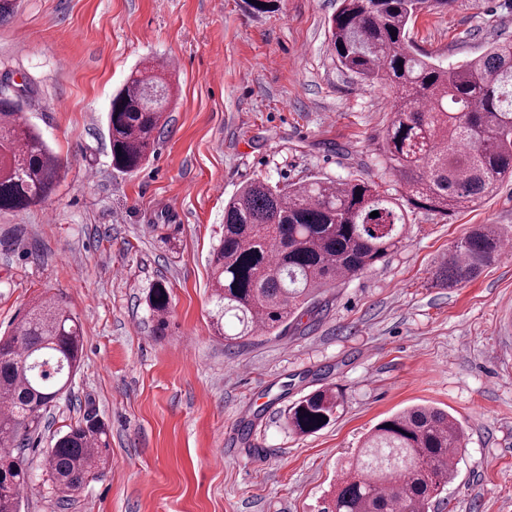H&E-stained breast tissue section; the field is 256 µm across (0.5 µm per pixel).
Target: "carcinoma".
I'll return each instance as SVG.
<instances>
[{
	"label": "carcinoma",
	"mask_w": 512,
	"mask_h": 512,
	"mask_svg": "<svg viewBox=\"0 0 512 512\" xmlns=\"http://www.w3.org/2000/svg\"><path fill=\"white\" fill-rule=\"evenodd\" d=\"M451 0H340L329 19L340 66L392 90L382 143L389 170L405 188L395 196L362 178L272 185L254 179L224 208V236L213 249L211 325L224 346L279 335L318 296L382 261L402 243L408 211L442 216L495 194L512 179V40L444 66L415 48L410 25ZM163 68L146 65L113 97L107 113L112 167L138 170L152 152L170 99ZM57 156L0 85V211L25 209L53 190ZM376 211L379 216L370 217ZM498 227L481 224L452 246L433 273L446 288L475 280L501 253ZM147 304L166 325L169 294L150 288ZM83 352L81 326L59 298L27 311L0 336V512H20L30 472L15 443L40 433L44 414L66 394ZM344 393L322 387L285 412L288 428L315 433L343 408ZM327 420H322V417ZM109 447L93 416L53 435L39 468L63 501L99 476ZM465 447L450 413L416 405L369 430L336 475L323 512H430L457 475Z\"/></svg>",
	"instance_id": "1"
}]
</instances>
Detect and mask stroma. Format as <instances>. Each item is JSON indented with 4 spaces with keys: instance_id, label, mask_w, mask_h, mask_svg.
<instances>
[{
    "instance_id": "stroma-1",
    "label": "stroma",
    "mask_w": 512,
    "mask_h": 512,
    "mask_svg": "<svg viewBox=\"0 0 512 512\" xmlns=\"http://www.w3.org/2000/svg\"><path fill=\"white\" fill-rule=\"evenodd\" d=\"M0 21V80L60 160L41 203L0 212V334L37 302L65 301L84 354L71 393L24 443L21 512H320L341 464L413 405L465 431L457 476L431 512H512V252L475 281L432 274L474 225L512 237V182L445 217L418 210L404 244L328 290L278 336L229 349L210 324L208 259L224 205L254 179L347 177L397 189L380 146L390 89L342 69L339 0H18ZM448 65L512 39V0H453L410 26ZM171 60L166 123L135 173L112 167L106 115L132 71ZM171 225L175 249L160 241ZM163 282L159 328L146 303ZM326 385L346 401L300 436L283 412ZM94 414L108 465L65 502L36 466L53 434Z\"/></svg>"
}]
</instances>
